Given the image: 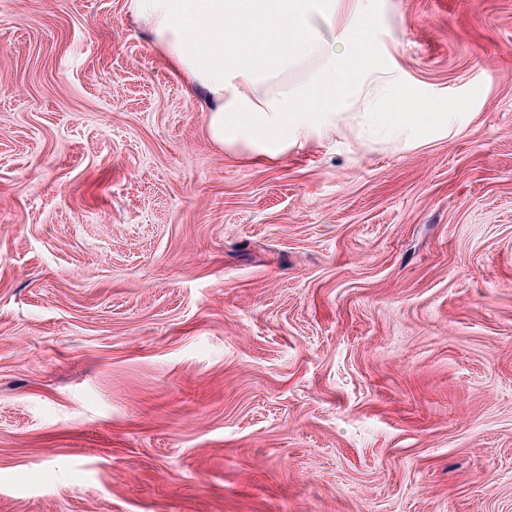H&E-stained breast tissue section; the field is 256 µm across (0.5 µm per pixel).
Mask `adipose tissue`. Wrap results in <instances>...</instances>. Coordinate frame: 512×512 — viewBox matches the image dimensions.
I'll list each match as a JSON object with an SVG mask.
<instances>
[{
    "label": "adipose tissue",
    "mask_w": 512,
    "mask_h": 512,
    "mask_svg": "<svg viewBox=\"0 0 512 512\" xmlns=\"http://www.w3.org/2000/svg\"><path fill=\"white\" fill-rule=\"evenodd\" d=\"M369 0H126L164 59L206 103L210 141L256 165L318 143L345 123L364 93L402 91L380 64L365 26ZM315 65L304 85L288 71ZM362 121L424 135L453 126L459 113L365 112Z\"/></svg>",
    "instance_id": "obj_1"
}]
</instances>
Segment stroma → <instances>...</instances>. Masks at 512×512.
Masks as SVG:
<instances>
[{
    "mask_svg": "<svg viewBox=\"0 0 512 512\" xmlns=\"http://www.w3.org/2000/svg\"><path fill=\"white\" fill-rule=\"evenodd\" d=\"M125 0H0V512H512V0H371L399 107L213 145Z\"/></svg>",
    "mask_w": 512,
    "mask_h": 512,
    "instance_id": "stroma-1",
    "label": "stroma"
}]
</instances>
